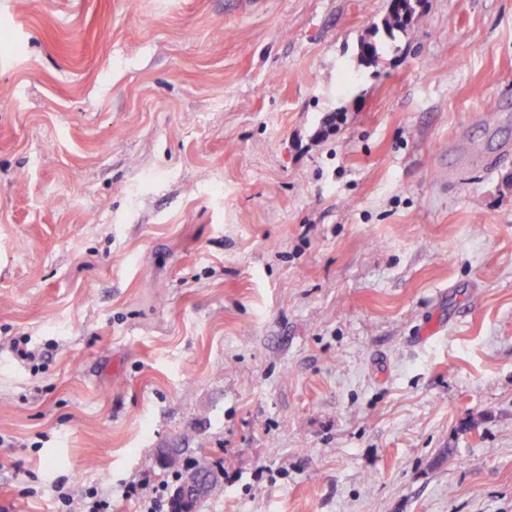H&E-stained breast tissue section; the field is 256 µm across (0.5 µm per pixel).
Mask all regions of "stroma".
Returning a JSON list of instances; mask_svg holds the SVG:
<instances>
[{
    "mask_svg": "<svg viewBox=\"0 0 512 512\" xmlns=\"http://www.w3.org/2000/svg\"><path fill=\"white\" fill-rule=\"evenodd\" d=\"M414 6L0 0V512H512V0ZM404 10H391L388 7L387 14L381 21V27L386 35L390 38H394L395 32H406L410 26L412 16L414 14V6L411 0L404 1Z\"/></svg>",
    "mask_w": 512,
    "mask_h": 512,
    "instance_id": "obj_1",
    "label": "stroma"
}]
</instances>
